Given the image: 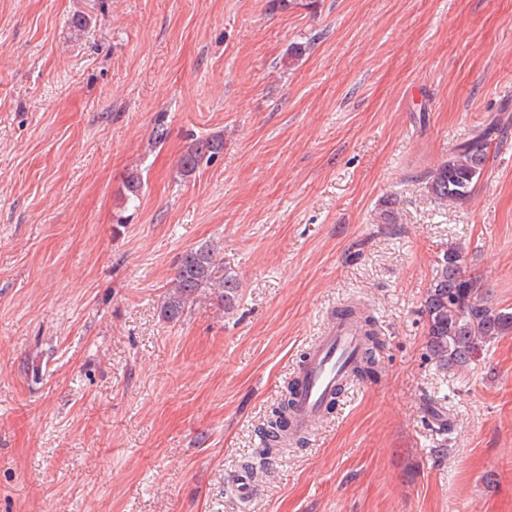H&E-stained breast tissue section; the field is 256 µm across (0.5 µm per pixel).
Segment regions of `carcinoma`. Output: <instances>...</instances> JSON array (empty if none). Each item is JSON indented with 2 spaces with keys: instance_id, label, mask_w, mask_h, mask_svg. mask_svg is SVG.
I'll return each instance as SVG.
<instances>
[{
  "instance_id": "obj_1",
  "label": "carcinoma",
  "mask_w": 512,
  "mask_h": 512,
  "mask_svg": "<svg viewBox=\"0 0 512 512\" xmlns=\"http://www.w3.org/2000/svg\"><path fill=\"white\" fill-rule=\"evenodd\" d=\"M497 125L489 123L456 146L448 160L429 175L428 193L440 201L466 204L482 177L490 140ZM224 149V139L198 140L188 146L180 157L178 173L184 179L195 174L202 163H211ZM125 197L139 198L142 178L131 172L124 181ZM211 288L224 301V309L232 312L240 296L237 274L224 267L219 243H204L185 251L179 259L175 278L160 301L162 319H180L198 291ZM422 313L426 319V347L429 355L441 368L465 369L478 353L497 338L512 333V311L492 305L475 287L466 273L463 249L446 247L437 253L432 275L426 288ZM336 315H352L366 330L368 348L354 367L357 379L376 373L381 365V346L373 326V317L366 308L348 306ZM292 386H287L280 401L272 409L266 427L262 429L264 453L278 448L277 439L287 426L288 411L293 405Z\"/></svg>"
}]
</instances>
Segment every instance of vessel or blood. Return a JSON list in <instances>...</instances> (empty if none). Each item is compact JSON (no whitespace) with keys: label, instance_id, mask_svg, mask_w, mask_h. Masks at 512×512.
<instances>
[{"label":"vessel or blood","instance_id":"vessel-or-blood-1","mask_svg":"<svg viewBox=\"0 0 512 512\" xmlns=\"http://www.w3.org/2000/svg\"><path fill=\"white\" fill-rule=\"evenodd\" d=\"M365 349L366 339L353 319L337 318L324 328L296 370L298 387L288 424L290 431L310 435L318 430L324 409L337 388L353 385L351 373Z\"/></svg>","mask_w":512,"mask_h":512}]
</instances>
